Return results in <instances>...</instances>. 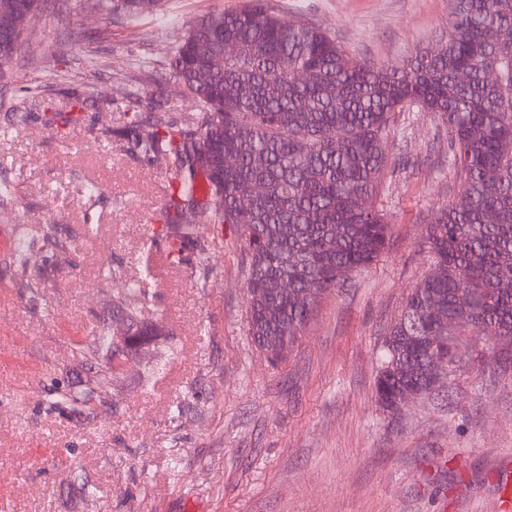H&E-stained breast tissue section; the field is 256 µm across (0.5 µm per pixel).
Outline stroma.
Instances as JSON below:
<instances>
[{"label": "stroma", "mask_w": 512, "mask_h": 512, "mask_svg": "<svg viewBox=\"0 0 512 512\" xmlns=\"http://www.w3.org/2000/svg\"><path fill=\"white\" fill-rule=\"evenodd\" d=\"M241 0H160L156 14H103L93 0H45L23 50L0 65V506L8 512H501L512 498V370L491 349L397 416L374 397L377 357L433 259V208L457 196L448 135L432 113H396L377 205L391 226L376 264L325 297L296 344L272 361L252 342L241 236L225 228L211 285L194 256L170 263L160 217L170 174L115 133L123 111L178 118L193 105L168 53L215 7ZM352 55L399 61L435 46L450 0H267ZM88 85L82 108L72 88ZM77 117L65 135L50 118ZM101 188L87 200L83 187ZM101 220L88 228L84 215ZM59 227L62 247L39 228ZM34 258L13 263L18 233ZM145 280L157 335L140 359L168 353L150 386L134 373L82 413L48 411L93 385L103 358L75 349L112 298ZM94 484L85 497L83 483Z\"/></svg>", "instance_id": "stroma-1"}]
</instances>
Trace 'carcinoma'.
<instances>
[{
	"label": "carcinoma",
	"mask_w": 512,
	"mask_h": 512,
	"mask_svg": "<svg viewBox=\"0 0 512 512\" xmlns=\"http://www.w3.org/2000/svg\"><path fill=\"white\" fill-rule=\"evenodd\" d=\"M159 0H98L130 19L157 12ZM240 49L213 65L225 45ZM21 45L0 33V64ZM171 76L195 104L179 119L158 115L145 128L136 112L119 129L131 151L171 172L162 218L176 225L175 262L189 250L208 279L202 226L241 231L248 256V333L278 358L310 322L321 300L385 249L390 224L375 206L386 168L391 121L416 104L448 130V162L458 197L431 216L424 243L440 275L423 278L391 326L374 382L387 412L399 394L428 386L438 356L466 364L483 342L512 345V0H451L448 26L433 51L402 63L349 56L336 38L251 0L205 13L172 48ZM302 72L306 79L298 81ZM232 157L228 167L224 160ZM259 185L262 193L254 197ZM286 297L274 295L283 281ZM149 299L132 279L115 302L132 332L98 326L83 356L104 353L98 384L49 402L77 411L102 398L130 368L152 331ZM448 312L442 326L431 309Z\"/></svg>",
	"instance_id": "carcinoma-1"
}]
</instances>
